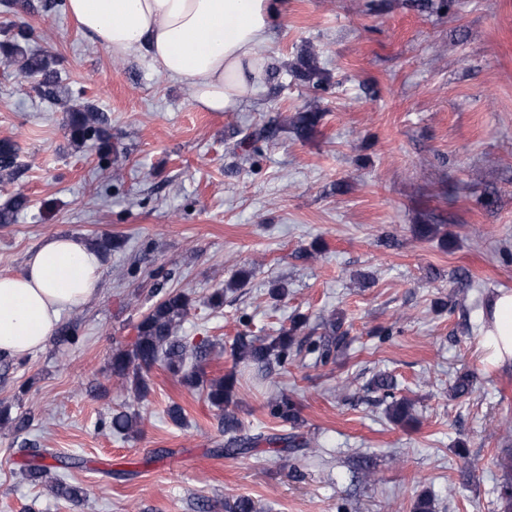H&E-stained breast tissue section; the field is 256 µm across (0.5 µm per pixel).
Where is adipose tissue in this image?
<instances>
[{"label":"adipose tissue","instance_id":"adipose-tissue-1","mask_svg":"<svg viewBox=\"0 0 512 512\" xmlns=\"http://www.w3.org/2000/svg\"><path fill=\"white\" fill-rule=\"evenodd\" d=\"M277 0H66L67 13L94 44L121 58L146 49L168 78L188 84L209 112L236 109L255 92ZM101 258L78 238L56 234L23 269L0 274V354L41 351L62 315L97 292ZM483 348L495 366L512 365V291L486 306Z\"/></svg>","mask_w":512,"mask_h":512}]
</instances>
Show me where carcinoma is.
I'll use <instances>...</instances> for the list:
<instances>
[{
	"label": "carcinoma",
	"instance_id": "obj_1",
	"mask_svg": "<svg viewBox=\"0 0 512 512\" xmlns=\"http://www.w3.org/2000/svg\"><path fill=\"white\" fill-rule=\"evenodd\" d=\"M32 31L24 24L13 25L0 32V62L5 65L17 66V76L30 78L35 82V90L45 99L68 103L66 127L71 141L79 147L89 146L97 149L100 157L105 158L111 151L110 135L98 112L89 104L73 101V97L62 85L56 69L57 61L47 52H37L30 48ZM296 76L308 83L320 85L325 79L316 57L307 53L300 59L299 67L295 68ZM319 113L303 112L293 121L292 127L301 137L313 133L318 124ZM19 146L12 139L0 140V181H10L17 173ZM25 197L15 196L4 207L0 208V224L13 223L17 213L24 207ZM161 298L143 315L137 323L136 338L128 348L118 347L112 351V376L121 385L130 386L137 400L146 397L149 391V375L157 366H164L178 378L179 384L203 393L205 400L224 412V433L231 434L239 429V421L227 407L234 403L236 391V372L206 377L199 364L208 360L210 344L202 341L190 346L177 336L181 320L188 314L190 301L181 291L156 289ZM302 321H293V326L274 337L239 336L232 348L235 364L254 365L262 371L268 370L271 364L281 367L288 365L290 351L295 343V332L301 327ZM328 331L317 340L310 342V351L318 354L321 361L329 360L340 349L341 337L336 335L338 325L336 319L327 322ZM372 384L383 391L390 399L386 412L388 418L397 424H409L412 420V404L406 398H398L393 393L395 384L386 377L372 379ZM269 415L285 423H296L299 419L297 403L282 394L267 405ZM136 418L124 413L112 414L110 420L104 422L112 432L127 434L133 430ZM288 441L286 437L261 434L242 440L230 438L224 448V454L237 455L249 452L258 444H277ZM48 453L34 450L31 459L25 465L24 472L36 483L48 476L53 465L47 463ZM505 469L504 481L500 489V500L503 512H512V449H505L501 458ZM51 490L72 502L82 499L81 488L68 484L64 479L55 477Z\"/></svg>",
	"mask_w": 512,
	"mask_h": 512
}]
</instances>
